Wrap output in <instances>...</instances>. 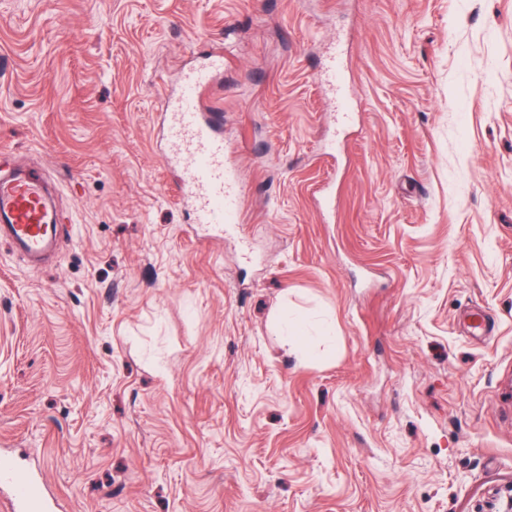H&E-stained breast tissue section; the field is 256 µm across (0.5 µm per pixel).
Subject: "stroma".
<instances>
[{
  "instance_id": "35a3bbf8",
  "label": "stroma",
  "mask_w": 512,
  "mask_h": 512,
  "mask_svg": "<svg viewBox=\"0 0 512 512\" xmlns=\"http://www.w3.org/2000/svg\"><path fill=\"white\" fill-rule=\"evenodd\" d=\"M212 53L217 239L158 134ZM1 147L64 218L0 242V453L61 512L512 505V0H0ZM321 77L327 79L334 97L336 98L337 96L341 102L339 112H348L345 108L348 82L344 59L342 57L336 58L335 52L332 59L328 62L324 73L321 74Z\"/></svg>"
}]
</instances>
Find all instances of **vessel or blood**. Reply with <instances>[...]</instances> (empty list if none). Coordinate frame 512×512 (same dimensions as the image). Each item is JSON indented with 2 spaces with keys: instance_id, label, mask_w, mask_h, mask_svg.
<instances>
[{
  "instance_id": "obj_1",
  "label": "vessel or blood",
  "mask_w": 512,
  "mask_h": 512,
  "mask_svg": "<svg viewBox=\"0 0 512 512\" xmlns=\"http://www.w3.org/2000/svg\"><path fill=\"white\" fill-rule=\"evenodd\" d=\"M222 56L184 71L178 87L164 99L160 131L169 145L166 164L178 172L180 197L193 208L194 222L223 230L239 223L241 187L227 156L224 136L201 100ZM338 99L347 97L343 58H332L324 71ZM61 228L56 210L45 197V180L35 170L0 168V240L32 261L42 260ZM0 490L7 493V512H54L36 475L19 459L0 457Z\"/></svg>"
}]
</instances>
